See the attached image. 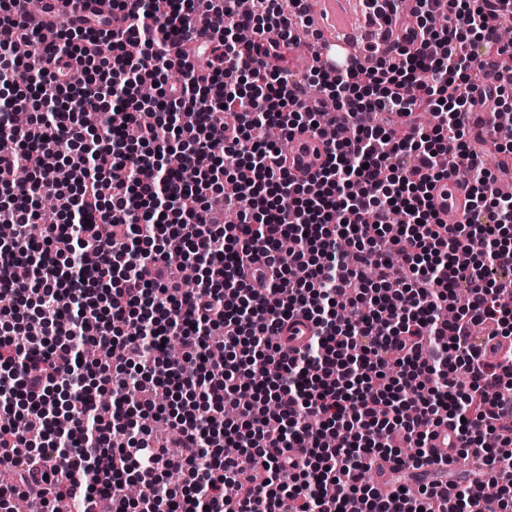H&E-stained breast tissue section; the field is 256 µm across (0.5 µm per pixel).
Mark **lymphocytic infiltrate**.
Masks as SVG:
<instances>
[{
	"mask_svg": "<svg viewBox=\"0 0 512 512\" xmlns=\"http://www.w3.org/2000/svg\"><path fill=\"white\" fill-rule=\"evenodd\" d=\"M456 2L415 0L409 45L296 79L266 59L294 45L295 21L311 23V0H289L287 13L262 0L246 17L237 0H112V18L93 8L84 28H60L41 66L12 54L41 45L40 12L0 0V92L34 110L21 128L0 119L19 143L0 152V222L14 226L0 242V293L38 300L30 316L0 308V448L27 464L0 486V512L39 481L80 512L101 493L127 512L119 489L131 473L156 512H460L483 497L480 480L453 486L452 504L440 482L383 495L362 479L382 462L450 466L431 444L444 424L461 454L502 474L489 512H512V352L497 360L471 335L490 322L512 338V286L500 278L512 272V195L464 138L469 112L507 91L512 46L497 22L512 0ZM195 19L219 38L191 60ZM243 26L271 43L239 41ZM175 61L181 79L163 80ZM143 83L156 97L132 103ZM73 87L89 107L106 103L97 129L68 111ZM421 111L447 143L425 132ZM342 113L351 138L327 142L311 182L293 180L280 142ZM400 123L413 135L395 138ZM176 145L182 166L171 170ZM64 165L80 201L48 223L35 201L63 198ZM24 168L33 178L17 182ZM456 177L470 216L438 223L431 192ZM200 209L209 227L196 224ZM229 209L237 223L225 224ZM171 239L198 267L197 288L174 274ZM299 315L316 333L294 351L284 332ZM171 340L181 362L166 356ZM214 344L223 362L203 356ZM92 376L113 404L88 393ZM176 391L200 405L170 415ZM259 397L273 412H256ZM391 428L410 458L389 445ZM224 440L237 452L216 458Z\"/></svg>",
	"mask_w": 512,
	"mask_h": 512,
	"instance_id": "lymphocytic-infiltrate-1",
	"label": "lymphocytic infiltrate"
}]
</instances>
